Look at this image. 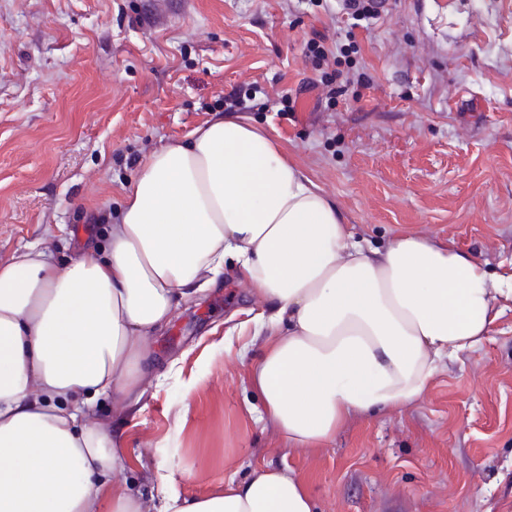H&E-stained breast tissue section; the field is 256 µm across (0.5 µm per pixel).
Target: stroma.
I'll return each instance as SVG.
<instances>
[{"label": "stroma", "instance_id": "35a3bbf8", "mask_svg": "<svg viewBox=\"0 0 512 512\" xmlns=\"http://www.w3.org/2000/svg\"><path fill=\"white\" fill-rule=\"evenodd\" d=\"M230 94L372 245L408 228L512 262V0H390L354 31L336 0H0V263L104 242L121 185ZM263 309L225 265L153 338L166 378L97 402L131 493L159 496L162 467L169 490L217 494L270 463L319 512H512L511 309L424 399L301 450L246 411L265 338L238 329Z\"/></svg>", "mask_w": 512, "mask_h": 512}]
</instances>
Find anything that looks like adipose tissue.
Listing matches in <instances>:
<instances>
[{
  "instance_id": "ef3b65f1",
  "label": "adipose tissue",
  "mask_w": 512,
  "mask_h": 512,
  "mask_svg": "<svg viewBox=\"0 0 512 512\" xmlns=\"http://www.w3.org/2000/svg\"><path fill=\"white\" fill-rule=\"evenodd\" d=\"M108 238L102 257L62 266L28 245L0 264V512H317L305 479L271 465L205 497L121 488L94 403L137 389L151 336L225 261L267 307L248 413L295 449L422 399L512 304V271L455 246L410 230L368 246L276 140L231 115L150 153Z\"/></svg>"
}]
</instances>
